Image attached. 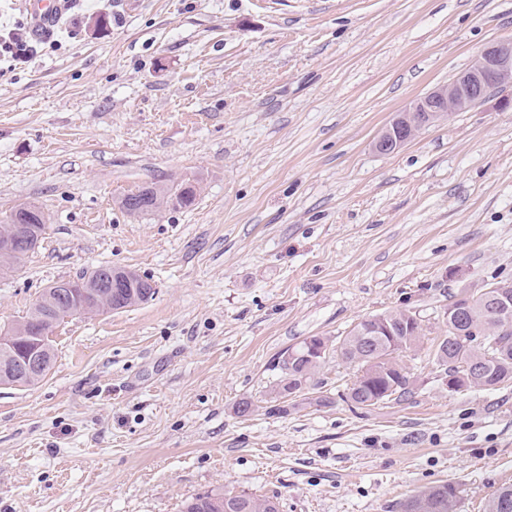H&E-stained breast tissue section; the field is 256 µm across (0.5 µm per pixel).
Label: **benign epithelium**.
I'll return each instance as SVG.
<instances>
[{
    "mask_svg": "<svg viewBox=\"0 0 512 512\" xmlns=\"http://www.w3.org/2000/svg\"><path fill=\"white\" fill-rule=\"evenodd\" d=\"M512 85V39L493 43L476 56L471 66L448 84H443L414 100L386 126L374 143L380 154L392 153L407 145L427 125L465 111L493 89ZM37 243V237L21 226L0 232V252L20 255ZM13 370L31 373L44 367L42 356L30 354L12 363Z\"/></svg>",
    "mask_w": 512,
    "mask_h": 512,
    "instance_id": "obj_1",
    "label": "benign epithelium"
}]
</instances>
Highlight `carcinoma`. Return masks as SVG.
Wrapping results in <instances>:
<instances>
[{"label":"carcinoma","mask_w":512,"mask_h":512,"mask_svg":"<svg viewBox=\"0 0 512 512\" xmlns=\"http://www.w3.org/2000/svg\"><path fill=\"white\" fill-rule=\"evenodd\" d=\"M187 182L171 181L165 186H151L128 194L122 207L129 214L148 213L166 205L187 207L195 200L196 192L185 190ZM11 216L20 224L39 226V240L46 235V219L36 206L20 204ZM113 273L121 278L115 309L147 304L156 294V288L135 271L125 275V269L103 265L82 274L92 277ZM466 310L454 323L448 324V336L435 348L434 358L445 374L464 373L466 379L456 380L459 388L494 389L512 382V320L501 317L491 293H472L464 301ZM81 305L78 295L64 293L50 303L41 294L20 324L42 335L45 367L36 375L18 380L20 386H35L53 369L55 353L51 335L72 309ZM475 329L479 338L460 343L453 329ZM420 319L410 309L387 311L357 322L336 344L320 336H311L282 352L274 368L281 371L279 393L285 397L307 389L311 376L329 352L343 361L355 364L358 375L348 388L346 399L358 408H369L379 403L402 402L413 393L409 372L402 365L401 356L417 348L420 339ZM28 349L24 341L0 338V363L7 364ZM457 488L444 483L428 487L401 504V512H455ZM180 512H280L275 497H257L216 489L186 498ZM485 512H512V487L495 492L486 502Z\"/></svg>","instance_id":"cac0c4a2"}]
</instances>
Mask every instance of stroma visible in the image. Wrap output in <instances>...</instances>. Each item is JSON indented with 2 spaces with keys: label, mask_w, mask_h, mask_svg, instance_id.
<instances>
[{
  "label": "stroma",
  "mask_w": 512,
  "mask_h": 512,
  "mask_svg": "<svg viewBox=\"0 0 512 512\" xmlns=\"http://www.w3.org/2000/svg\"><path fill=\"white\" fill-rule=\"evenodd\" d=\"M66 25L26 64L0 54V217L47 218L0 273V326L99 265L157 294L65 318L47 378L0 386V512H180L211 489L400 512L446 482L483 512L512 485V384L449 391L431 352L451 296L512 280V86L373 144L512 38V0H74ZM173 178L191 206L123 209ZM399 308L422 320L407 401L352 406L333 354L278 395L288 347Z\"/></svg>",
  "instance_id": "stroma-1"
}]
</instances>
